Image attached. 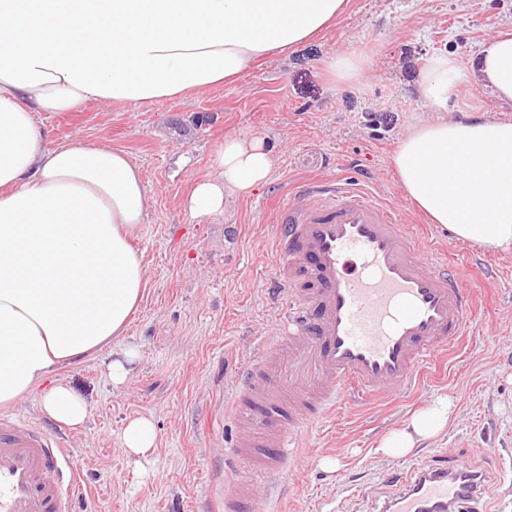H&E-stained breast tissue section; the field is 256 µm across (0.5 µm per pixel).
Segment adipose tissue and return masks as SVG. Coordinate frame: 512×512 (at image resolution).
Masks as SVG:
<instances>
[{"label": "adipose tissue", "mask_w": 512, "mask_h": 512, "mask_svg": "<svg viewBox=\"0 0 512 512\" xmlns=\"http://www.w3.org/2000/svg\"><path fill=\"white\" fill-rule=\"evenodd\" d=\"M348 0H0V407L36 395L75 427L87 404L63 371L124 336L145 268L130 240L151 207L139 168L91 141L48 145L37 115L91 104L186 101L234 82L336 21ZM512 103V31L467 62L425 63L414 124L391 158L403 198L458 240L512 248V120L448 121L460 85ZM186 201L196 218L270 181L259 138L228 135ZM447 400L384 437L394 456L438 437Z\"/></svg>", "instance_id": "adipose-tissue-1"}]
</instances>
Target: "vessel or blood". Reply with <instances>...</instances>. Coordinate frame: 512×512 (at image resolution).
<instances>
[{"mask_svg": "<svg viewBox=\"0 0 512 512\" xmlns=\"http://www.w3.org/2000/svg\"><path fill=\"white\" fill-rule=\"evenodd\" d=\"M272 283L293 314L261 343L231 393L252 425L268 477L303 431L349 398L405 390L466 332L475 290L419 225L369 186L341 178L300 187L276 211ZM67 437L0 416V512H69L83 494ZM485 486L468 464L408 479L388 512H484ZM255 493L233 476L224 512H249Z\"/></svg>", "mask_w": 512, "mask_h": 512, "instance_id": "obj_1", "label": "vessel or blood"}]
</instances>
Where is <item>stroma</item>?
<instances>
[{
	"label": "stroma",
	"mask_w": 512,
	"mask_h": 512,
	"mask_svg": "<svg viewBox=\"0 0 512 512\" xmlns=\"http://www.w3.org/2000/svg\"><path fill=\"white\" fill-rule=\"evenodd\" d=\"M512 27V0H348L318 39L271 54L232 85L187 102L111 104L41 113L49 144L104 142L140 168L152 205L133 240L145 266L143 301L123 345L139 358L113 386L111 350L65 371L90 407L68 428L73 464L87 481L72 512H224L225 455L244 435L228 413L235 375L274 335L279 313L268 286L279 267L274 213L295 183L341 175L373 181L404 213L391 157L411 125L427 116L416 95L426 61L448 53L467 61L479 45ZM355 52L361 78L340 83L328 63ZM511 119L478 84L461 87L446 119ZM264 139L271 181L232 200L222 216L192 217L185 200L212 173L226 135ZM438 239L481 295L457 347L427 365L411 389L386 399L347 403L300 439V462L280 483L255 488L254 512H382L397 476L463 459L486 473L485 498L512 489V251ZM448 398L446 431L411 452L383 456L378 446L411 414ZM150 417L153 452L134 459L120 436L129 418ZM335 470H327L324 460Z\"/></svg>",
	"instance_id": "35a3bbf8"
}]
</instances>
